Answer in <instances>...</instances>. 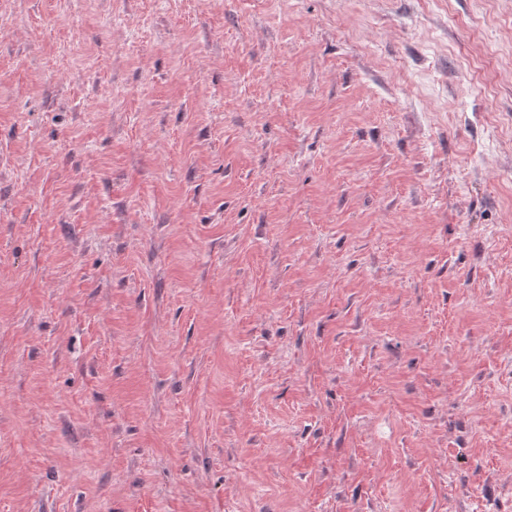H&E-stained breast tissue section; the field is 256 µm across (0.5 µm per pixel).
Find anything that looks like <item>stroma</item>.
<instances>
[{
  "label": "stroma",
  "mask_w": 512,
  "mask_h": 512,
  "mask_svg": "<svg viewBox=\"0 0 512 512\" xmlns=\"http://www.w3.org/2000/svg\"><path fill=\"white\" fill-rule=\"evenodd\" d=\"M0 512H512V0H0Z\"/></svg>",
  "instance_id": "obj_1"
}]
</instances>
